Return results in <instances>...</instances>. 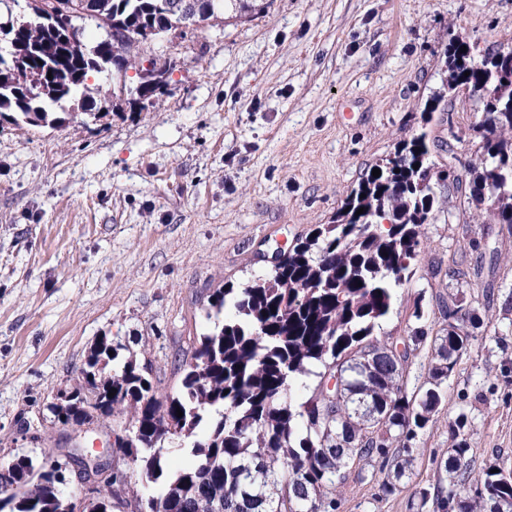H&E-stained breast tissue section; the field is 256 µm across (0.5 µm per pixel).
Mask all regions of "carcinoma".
I'll return each mask as SVG.
<instances>
[{"label": "carcinoma", "mask_w": 512, "mask_h": 512, "mask_svg": "<svg viewBox=\"0 0 512 512\" xmlns=\"http://www.w3.org/2000/svg\"><path fill=\"white\" fill-rule=\"evenodd\" d=\"M70 14L55 13L54 0L28 7L17 19L10 41L0 43V118L15 125L45 127L66 122L70 110L85 111L86 122L108 116L92 112L87 79L92 73L139 70L140 94L149 100L167 84V65L148 60L139 67L148 34H166L218 20L227 11L253 17L265 9L257 0H207L188 14L172 0H68ZM93 20L105 37L92 49L82 42L80 22ZM449 39L446 88L481 83L486 124L481 166L474 169L468 202L480 206L495 192L496 216L512 218V57L497 52L473 58ZM470 72L464 76V72ZM41 82L31 88V78ZM427 134L397 144L347 195L331 224L315 229L283 255L268 273L212 295L206 319L213 329L200 336L190 356L179 361L181 387L161 396L136 363L106 374L121 345L99 339L82 369L85 385L74 388L75 410L66 421L83 425L94 415L131 409L138 427L137 447L128 449L146 479V497L132 499L145 512H336V489L352 465L366 479L374 458H392L378 479L391 495L402 480L415 477L413 448L445 403L448 379L480 328L476 309L453 330L432 332L424 324L425 293L414 303L415 322L401 338L380 340L381 321L395 310L396 289L411 274L424 245L423 226L438 199L432 180L458 181L453 166L433 171ZM418 168H413V165ZM364 209L363 214L356 211ZM389 221L373 233L362 228ZM479 270L460 262L448 269L457 288L440 311L467 304ZM408 351H396L398 344ZM431 344L428 377L408 392L402 367L420 347ZM317 379L302 402L293 397L303 377ZM336 379L335 390L325 389ZM148 387H143V384ZM113 396H108V393ZM183 416H177V411ZM454 443L441 459L442 477L430 490L418 487L409 512H512V475L486 466L473 475L464 439L468 417L448 421ZM207 435L205 446L188 449L195 462L169 471L162 450L169 440ZM32 458H15L16 488L0 491V512H72L51 474H29Z\"/></svg>", "instance_id": "carcinoma-1"}]
</instances>
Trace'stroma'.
I'll return each mask as SVG.
<instances>
[{
  "instance_id": "1",
  "label": "stroma",
  "mask_w": 512,
  "mask_h": 512,
  "mask_svg": "<svg viewBox=\"0 0 512 512\" xmlns=\"http://www.w3.org/2000/svg\"><path fill=\"white\" fill-rule=\"evenodd\" d=\"M453 35L481 51L512 44V0H271L252 18L146 46L171 69L165 92L141 104L92 76L102 124L1 121L0 461L106 448L125 497L141 490L140 469L112 446L124 418L62 426L56 393L81 381L103 336L121 346L108 373L133 359L175 392L177 358L211 328V295L266 274L274 250L331 223L415 130L427 131L436 166L465 173L477 97L451 93L447 111L425 110ZM425 237L380 336L405 335L420 294L439 328L435 299L463 257L483 264L467 299L485 325L415 442L417 479L436 483L461 411L472 469L512 473V231L444 187ZM412 493L352 475L336 512H408Z\"/></svg>"
}]
</instances>
